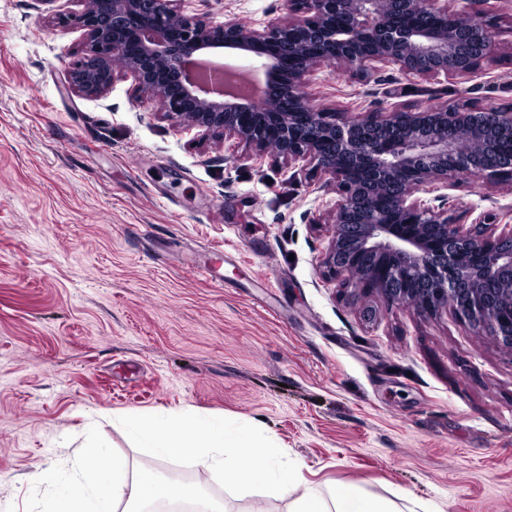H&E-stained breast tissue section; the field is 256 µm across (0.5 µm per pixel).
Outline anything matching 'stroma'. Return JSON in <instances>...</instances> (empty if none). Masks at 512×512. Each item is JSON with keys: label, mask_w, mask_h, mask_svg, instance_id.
<instances>
[{"label": "stroma", "mask_w": 512, "mask_h": 512, "mask_svg": "<svg viewBox=\"0 0 512 512\" xmlns=\"http://www.w3.org/2000/svg\"><path fill=\"white\" fill-rule=\"evenodd\" d=\"M189 17L254 29L285 0H180ZM493 57L467 78L314 65L318 109L512 107V0H489ZM80 0H0V512H43L91 451L128 479L184 458L135 447L123 419L220 414L258 429L299 481L362 484L431 512H512V351L453 309L390 305L329 276L336 184L274 150L183 129L117 73L68 90L85 48ZM467 225L512 224V183L477 175L418 191ZM216 262L222 285L197 265ZM206 490L228 512H288L273 485Z\"/></svg>", "instance_id": "obj_1"}]
</instances>
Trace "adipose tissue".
Segmentation results:
<instances>
[{"instance_id": "obj_1", "label": "adipose tissue", "mask_w": 512, "mask_h": 512, "mask_svg": "<svg viewBox=\"0 0 512 512\" xmlns=\"http://www.w3.org/2000/svg\"><path fill=\"white\" fill-rule=\"evenodd\" d=\"M166 420V429L160 430L152 415L139 414L127 419V431L137 447L155 457L187 458L231 488L276 485L291 499L289 512H401L395 501L376 497L360 485L339 497L319 487H300L296 464L264 446L253 428L230 426L220 416L201 420L188 411L167 414ZM107 469L113 475L108 485L99 479L100 471ZM125 469L123 460L101 457L90 466L76 465L65 480L50 471L38 477L55 487L49 512H114L119 502L124 512H151L154 487L149 478L126 482Z\"/></svg>"}]
</instances>
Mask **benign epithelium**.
<instances>
[{
    "label": "benign epithelium",
    "instance_id": "obj_1",
    "mask_svg": "<svg viewBox=\"0 0 512 512\" xmlns=\"http://www.w3.org/2000/svg\"><path fill=\"white\" fill-rule=\"evenodd\" d=\"M453 13L448 0H288L286 25L258 30L186 17L178 0H82L75 22L86 50L69 68L68 88L106 94L122 63L137 87L156 92L165 116L188 128L232 136L262 152L276 146L336 183L334 231L323 258L330 276H351L391 305L435 315L448 302L474 327L512 349V224L501 230L457 223L413 197L420 187L480 172L512 181V158L482 169L468 135H512V110L400 108L356 120L315 110L306 88L317 62L365 76L376 65L424 78L465 77L487 60L496 32L479 6ZM420 21L403 25L396 18ZM223 51L247 57L264 75L259 102L203 91L198 60Z\"/></svg>",
    "mask_w": 512,
    "mask_h": 512
}]
</instances>
